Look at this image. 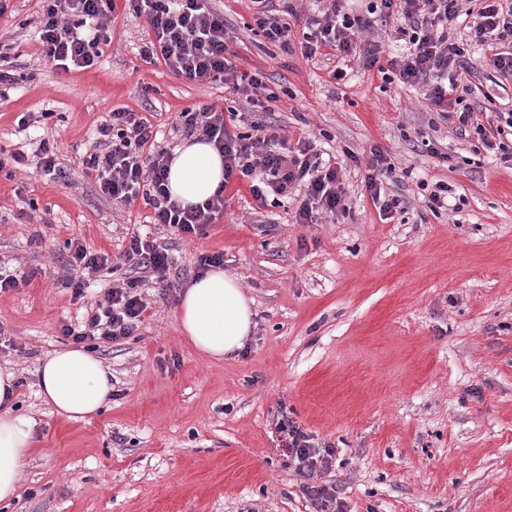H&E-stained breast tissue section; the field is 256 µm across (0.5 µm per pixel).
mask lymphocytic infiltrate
Instances as JSON below:
<instances>
[{
    "label": "lymphocytic infiltrate",
    "mask_w": 512,
    "mask_h": 512,
    "mask_svg": "<svg viewBox=\"0 0 512 512\" xmlns=\"http://www.w3.org/2000/svg\"><path fill=\"white\" fill-rule=\"evenodd\" d=\"M39 46L44 59L68 72L93 66L100 45L110 43V14L113 0H39ZM131 14L144 18L153 34L141 55L149 61H163L175 75L199 84L221 81L254 102L266 92L261 75L239 74L230 49L234 38L224 26V16L209 0H124ZM253 20L267 40L290 49L296 10L287 14L269 9L270 0H257ZM329 5L317 16L306 18L301 50L309 59L329 52L341 58H355L365 70L378 67L384 50L381 42L365 39L377 19H394L396 34L405 36L407 54L392 60L396 79L404 85L421 87L430 110L454 121L459 134H474L483 144L502 136L503 129L485 127L461 92L464 72L470 71L472 46H488L512 39V0H479L475 10L463 7V0H368L364 14L342 9V0ZM243 115L236 109L216 105L189 107L177 118L186 136L213 143L224 159L225 183L248 181L258 207L269 199H288L301 194L296 211L300 224H314L324 216L347 210L336 164L325 159L311 141L296 144L276 142L263 135L239 132ZM98 144L82 165L95 175L103 195L116 204L143 200L152 210L150 221L178 228L187 236L203 234L224 210L223 194L203 204L182 207L168 189L171 153L157 143L152 122L129 109L111 112L97 129ZM364 186L383 217H391L402 199L386 194L384 182L393 166L384 152L372 150L365 165ZM68 273L64 285L73 298L83 301L84 311L76 323L60 328L62 337L75 345L94 349L102 344L133 335L148 308L136 279L110 284L97 297H90L93 275L109 269L108 254L88 248L82 241L66 244ZM126 261L153 273L158 281L168 279L172 261L168 249L157 240L131 234L124 252ZM291 463L304 479V489L316 505V512H343V503L332 485L314 484V477L333 465V449L315 444L309 434L288 425Z\"/></svg>",
    "instance_id": "lymphocytic-infiltrate-1"
}]
</instances>
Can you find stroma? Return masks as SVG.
<instances>
[{
    "label": "stroma",
    "mask_w": 512,
    "mask_h": 512,
    "mask_svg": "<svg viewBox=\"0 0 512 512\" xmlns=\"http://www.w3.org/2000/svg\"><path fill=\"white\" fill-rule=\"evenodd\" d=\"M11 5L0 16V68L15 76L0 83V146L31 155L57 143L61 171L0 173V261L28 278L0 293L11 340L0 366L38 423L20 496L0 512H315L284 419L334 448L321 481L347 512H512V161L456 135L421 89L358 67L336 82L335 60L268 42L250 0H211L237 38V71L261 73L278 97L252 120L337 155L351 208L299 224L294 204L257 210L248 186L233 185L214 224L186 239L149 224L143 202L113 204L82 159L113 110L149 117L173 148L186 139L184 108L242 110V96L143 61L146 23L120 6L97 63L59 73L40 55L37 0ZM491 56L472 49L467 100L496 126L512 113V77ZM27 112L45 118L19 130ZM374 148L395 168L388 193L404 201L388 219L364 187ZM435 183L452 193L433 212ZM136 230L169 247L173 287L160 295L149 274L122 265L149 308L133 336L97 351L112 370L109 404L67 420L37 387L43 360L65 344L63 322L82 313L63 286L65 244L119 262ZM218 251L256 312L247 347L221 361L195 351L175 320L199 256Z\"/></svg>",
    "instance_id": "stroma-1"
}]
</instances>
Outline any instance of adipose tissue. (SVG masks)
I'll list each match as a JSON object with an SVG mask.
<instances>
[{
    "instance_id": "1",
    "label": "adipose tissue",
    "mask_w": 512,
    "mask_h": 512,
    "mask_svg": "<svg viewBox=\"0 0 512 512\" xmlns=\"http://www.w3.org/2000/svg\"><path fill=\"white\" fill-rule=\"evenodd\" d=\"M223 186L224 160L212 144L189 140L174 149L168 187L182 206L201 204ZM253 304L237 277L213 268L182 293L175 319L195 349L221 359L246 344L254 325ZM39 387L58 415L82 421L109 402L112 373L87 349L63 347L44 361ZM16 392L14 373L0 370V503L17 498L35 445L34 420L14 411Z\"/></svg>"
}]
</instances>
